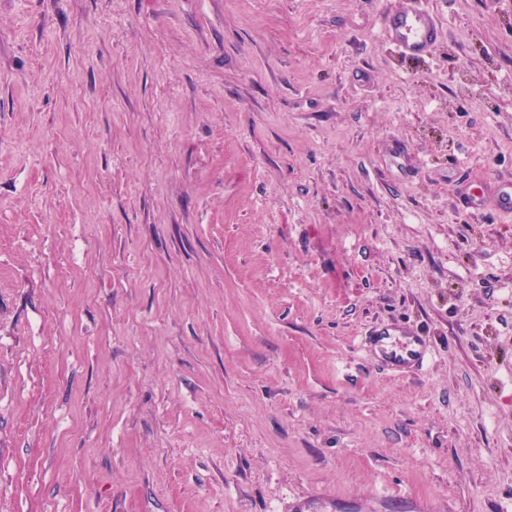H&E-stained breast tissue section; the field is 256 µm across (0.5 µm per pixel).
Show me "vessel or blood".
Instances as JSON below:
<instances>
[{
    "label": "vessel or blood",
    "mask_w": 512,
    "mask_h": 512,
    "mask_svg": "<svg viewBox=\"0 0 512 512\" xmlns=\"http://www.w3.org/2000/svg\"><path fill=\"white\" fill-rule=\"evenodd\" d=\"M382 31L396 53L410 60L429 53L441 34L436 16L423 6L386 13ZM460 204L472 213L493 209L512 216V181H502L486 190L465 194ZM364 348L382 367L399 374L421 370L432 357L428 339L397 322L375 327L366 337Z\"/></svg>",
    "instance_id": "vessel-or-blood-1"
}]
</instances>
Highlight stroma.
Returning a JSON list of instances; mask_svg holds the SVG:
<instances>
[{
  "label": "stroma",
  "mask_w": 512,
  "mask_h": 512,
  "mask_svg": "<svg viewBox=\"0 0 512 512\" xmlns=\"http://www.w3.org/2000/svg\"><path fill=\"white\" fill-rule=\"evenodd\" d=\"M464 178H512V0H0V512H512ZM382 31L396 53L410 60L429 53L441 34L436 16L424 6L386 13ZM364 348L382 367L399 374L421 370L433 353L425 336L397 322L375 327L366 336Z\"/></svg>",
  "instance_id": "35a3bbf8"
}]
</instances>
